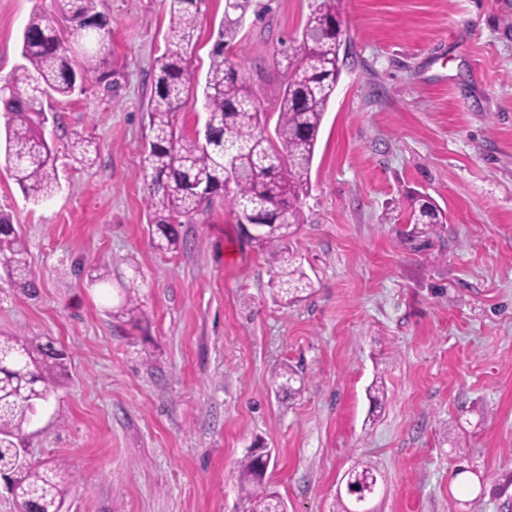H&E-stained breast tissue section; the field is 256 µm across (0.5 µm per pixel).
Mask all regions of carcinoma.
<instances>
[{
	"instance_id": "obj_1",
	"label": "carcinoma",
	"mask_w": 512,
	"mask_h": 512,
	"mask_svg": "<svg viewBox=\"0 0 512 512\" xmlns=\"http://www.w3.org/2000/svg\"><path fill=\"white\" fill-rule=\"evenodd\" d=\"M56 12L68 23L69 35L89 42L105 27L104 0H54ZM253 0H225L224 17L211 50L203 88L207 138L177 132L174 116L182 95L198 84L190 65L195 32L205 0H169L170 25L166 49L157 59L151 100L147 167L151 170L148 210L154 242L162 250L181 243L179 228L191 224L224 191V167L235 177L231 198L237 217L260 211L278 224L257 225L250 240L268 252L278 269L275 295L289 305L301 299L309 280L296 264L290 239L301 224L302 199L308 193L319 130L339 78L340 45L336 39V0H319L308 17L299 45L281 52L285 85L274 131L264 128L252 86L226 54L235 45ZM21 65L0 83V103L6 115L5 160L25 197L46 200L58 188L55 154L42 132L46 117L43 97L66 98L103 64L94 54L84 56L81 69L71 63L68 47L48 18L35 14L23 33ZM26 85L20 92L18 85ZM445 213L420 197L412 199L402 243L422 251L440 236ZM0 264L10 282L31 294L35 275L10 218L0 214ZM66 369V357L53 341L38 337L0 336V472L12 482L18 512H59L65 503L68 475L53 462L35 464L19 455L25 425L43 405ZM270 386L292 399L306 380L288 365L271 373ZM261 459L249 452L239 462V488L256 502L255 512H285L286 504L266 482ZM348 475L365 484L377 480L372 467L358 462Z\"/></svg>"
}]
</instances>
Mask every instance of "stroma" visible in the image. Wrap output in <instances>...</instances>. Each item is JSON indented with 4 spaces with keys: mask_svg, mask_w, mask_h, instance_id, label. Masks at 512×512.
<instances>
[{
    "mask_svg": "<svg viewBox=\"0 0 512 512\" xmlns=\"http://www.w3.org/2000/svg\"><path fill=\"white\" fill-rule=\"evenodd\" d=\"M256 2L231 57L269 114L276 53L316 0ZM103 11V67L43 102L59 189L27 201L0 158V211L37 284L0 279V335L68 353L22 440L74 474L66 512H250L238 463L258 437L288 512H340L359 460L378 475L374 512H512V0H336L341 75L293 238L310 286L287 307L231 211L234 185L178 249L154 248L145 156L169 2ZM36 12L55 17L53 0H0V79L23 64ZM223 16L206 0L198 76ZM77 134L92 164L73 159ZM417 193L447 217L422 253L399 241ZM132 288L138 325L118 315ZM283 363L307 380L289 402L269 386Z\"/></svg>",
    "mask_w": 512,
    "mask_h": 512,
    "instance_id": "stroma-1",
    "label": "stroma"
}]
</instances>
